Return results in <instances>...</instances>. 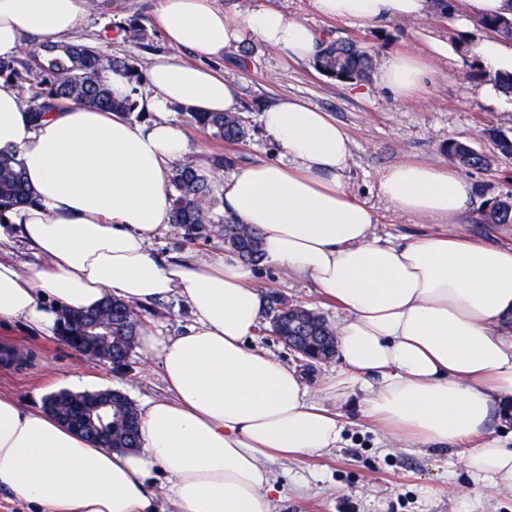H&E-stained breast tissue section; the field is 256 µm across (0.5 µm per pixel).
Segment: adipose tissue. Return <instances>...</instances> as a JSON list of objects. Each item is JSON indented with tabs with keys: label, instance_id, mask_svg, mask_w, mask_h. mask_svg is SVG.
I'll use <instances>...</instances> for the list:
<instances>
[{
	"label": "adipose tissue",
	"instance_id": "ef3b65f1",
	"mask_svg": "<svg viewBox=\"0 0 512 512\" xmlns=\"http://www.w3.org/2000/svg\"><path fill=\"white\" fill-rule=\"evenodd\" d=\"M112 0H0V57L29 39L67 40L91 7ZM325 18L379 25L417 20L431 0H314ZM156 24L187 64L153 60L148 126L67 101L32 123L15 86L0 80V152L15 155L33 204L0 212V249L21 240L41 259L23 271L0 260V325L55 337L61 310L96 309L112 295L139 306L172 297L191 322L177 336L143 326L145 360H159L164 397L141 411V446L119 452L0 392V493L31 512H156L146 482L168 479L174 512H270L277 492L270 465L337 447L341 402L361 390L360 410L391 447L462 448L475 479L512 492V242L445 230L407 243L381 240L376 214L344 185L350 139L325 112L288 99L262 120L284 150L276 161L216 174L225 214L261 231L267 263L338 303L341 370L317 387L250 347L265 290L230 253L162 263L149 250L171 209L168 181L188 149L185 128L165 111L234 112L235 88L205 66L249 30L267 46L306 60L319 34L282 9L263 5L243 24L217 0H159ZM424 57L396 54L381 83L401 98L423 88L431 64L454 57L441 34L424 36ZM400 211L447 224L475 193L445 166L401 161L379 179Z\"/></svg>",
	"mask_w": 512,
	"mask_h": 512
}]
</instances>
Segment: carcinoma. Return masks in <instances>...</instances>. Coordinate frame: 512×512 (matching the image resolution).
Wrapping results in <instances>:
<instances>
[{
	"label": "carcinoma",
	"mask_w": 512,
	"mask_h": 512,
	"mask_svg": "<svg viewBox=\"0 0 512 512\" xmlns=\"http://www.w3.org/2000/svg\"><path fill=\"white\" fill-rule=\"evenodd\" d=\"M505 17H486L480 25L491 32L512 38V25L504 23ZM116 31L125 40H140L144 30L135 19L105 32ZM318 67L335 73L346 80L367 76L372 68L369 52L356 42H329L324 44L316 58ZM0 78L16 85L24 98L25 111L38 121L52 111L61 99H73L100 109L125 115L138 108L134 98V84L141 80L135 60L118 58L100 53L96 48L82 44L58 41L52 37L42 40L23 58L0 59ZM190 122L220 140H242L246 129L237 112H194L181 109ZM503 157L512 156V131L500 128L481 130ZM448 158L456 165L469 168L490 164V159L469 144L450 140L445 147ZM216 182L198 173L190 165H179L171 173L173 188L169 222L183 224L193 231L201 224L211 225V231L224 239V247L238 257L258 262L263 259L260 232L233 217L214 213L217 204L214 195ZM34 200L22 163L12 155L0 154V209L24 206ZM484 221L492 224L512 222V198L496 199L488 203L483 212ZM271 316V332L276 336H305L309 345L316 344L314 337L329 336L334 328L316 311L288 304L278 292L267 291ZM112 303V366L126 364L135 337L142 326L136 308L110 298ZM84 334L83 326L72 319V312L61 315L60 335L70 347L76 346V337ZM56 412L60 413L74 403L87 401L92 393L60 392L56 394ZM138 408L124 393L112 398L109 417L111 432L103 436L98 432L81 433L92 441L115 450L139 447L140 427Z\"/></svg>",
	"instance_id": "carcinoma-1"
}]
</instances>
